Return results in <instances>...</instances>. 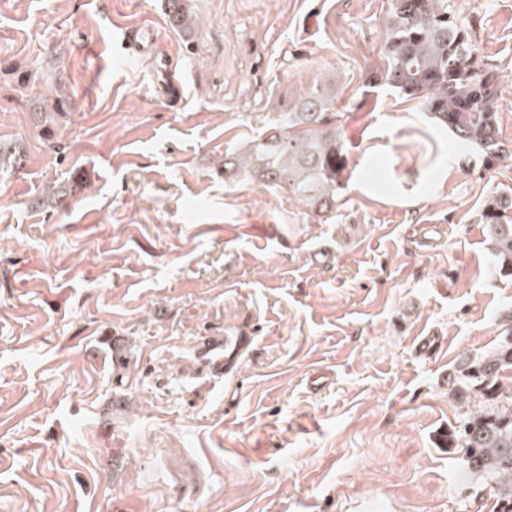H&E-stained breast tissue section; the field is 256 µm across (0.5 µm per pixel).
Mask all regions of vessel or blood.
<instances>
[{
	"label": "vessel or blood",
	"mask_w": 512,
	"mask_h": 512,
	"mask_svg": "<svg viewBox=\"0 0 512 512\" xmlns=\"http://www.w3.org/2000/svg\"><path fill=\"white\" fill-rule=\"evenodd\" d=\"M256 339V329L245 330L235 323L225 324L223 330L197 338L193 346L194 360L200 369L208 371L213 377H236Z\"/></svg>",
	"instance_id": "1"
}]
</instances>
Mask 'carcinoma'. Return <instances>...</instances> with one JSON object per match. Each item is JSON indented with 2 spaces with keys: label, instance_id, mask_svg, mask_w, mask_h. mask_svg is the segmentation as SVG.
<instances>
[{
  "label": "carcinoma",
  "instance_id": "obj_1",
  "mask_svg": "<svg viewBox=\"0 0 512 512\" xmlns=\"http://www.w3.org/2000/svg\"><path fill=\"white\" fill-rule=\"evenodd\" d=\"M167 7L177 27L195 26L187 0H167ZM477 51L471 25L448 9V0H389L384 81L424 99L438 126L478 146L491 163L503 152L497 110L501 77L482 64ZM333 116L328 98L308 94L302 111L288 115V126L305 125L309 132L256 137L224 162V179L245 176L322 209L335 205L344 147L329 128ZM481 219L488 225L496 271L512 276V193L495 194ZM501 325L495 351L468 357L456 370L452 398L465 403L476 392L482 405L463 412L447 444L461 454L471 475L492 480L500 512H512V315Z\"/></svg>",
  "mask_w": 512,
  "mask_h": 512
}]
</instances>
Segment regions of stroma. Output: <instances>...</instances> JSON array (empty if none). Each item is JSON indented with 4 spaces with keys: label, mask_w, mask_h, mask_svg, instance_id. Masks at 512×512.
I'll use <instances>...</instances> for the list:
<instances>
[{
    "label": "stroma",
    "mask_w": 512,
    "mask_h": 512,
    "mask_svg": "<svg viewBox=\"0 0 512 512\" xmlns=\"http://www.w3.org/2000/svg\"><path fill=\"white\" fill-rule=\"evenodd\" d=\"M189 4L184 33L165 0H0V144L25 156L0 165V512H498L444 439L449 378L512 314L480 220L512 191V0H448L502 78L492 164L378 81L388 0ZM127 23L155 48L116 69ZM316 90L335 206L225 181ZM256 321L238 377L196 368L200 333Z\"/></svg>",
    "instance_id": "1"
}]
</instances>
